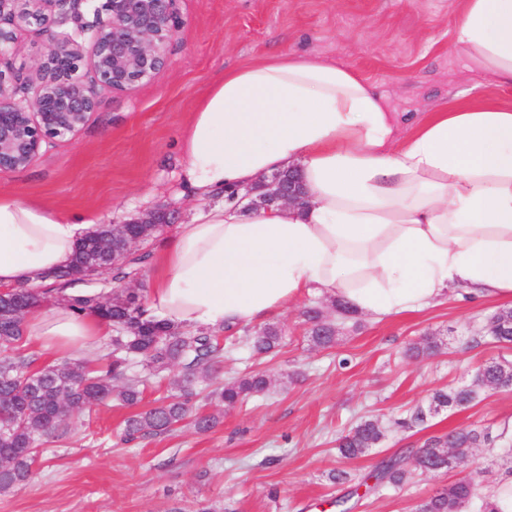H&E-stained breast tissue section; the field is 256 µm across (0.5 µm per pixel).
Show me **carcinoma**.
I'll use <instances>...</instances> for the list:
<instances>
[{
    "instance_id": "obj_1",
    "label": "carcinoma",
    "mask_w": 512,
    "mask_h": 512,
    "mask_svg": "<svg viewBox=\"0 0 512 512\" xmlns=\"http://www.w3.org/2000/svg\"><path fill=\"white\" fill-rule=\"evenodd\" d=\"M113 225L103 224L76 249L68 268L51 275V286L68 288L84 278L107 270L112 279L122 281L142 267L151 253H130L116 261L100 242L112 235ZM129 231L142 235L145 242L163 231L159 224H130ZM38 302L35 288L22 286L0 299V494L27 484L36 474L37 448L41 440L71 424L78 413L91 411L116 400L134 405L143 391L161 372L180 368L174 385L179 395L143 409L125 421V435L154 436L168 432L184 420L192 408L195 385L200 376H209L222 364L223 331L211 329L182 330L171 324L143 318L139 295L128 289L106 296L83 298L75 308L90 310L112 321V351L90 364L70 359L56 365H37L34 354L25 352L23 319ZM316 321L307 330L309 340L319 348L336 343L335 324L321 325V310L311 308ZM283 339L282 330L267 324L246 341L256 356L273 352ZM141 363L147 373H130L134 362ZM270 388L265 372L246 374L217 386L211 391L219 403L232 408L245 398L263 394ZM512 390V361L492 360L469 385L440 389L433 393L428 408H416L410 416L413 423H423L427 411L459 409L475 401L482 389ZM385 427L378 420L362 418L346 434L337 439V450L343 462L353 461L376 447L384 438ZM491 441L490 432L475 428H457L440 437L428 439L419 448L383 458L374 467V484L359 482L349 492L336 497L331 505L337 512H350L348 502L359 490L368 494L382 487L402 489L415 473L451 470L448 458L463 461ZM480 503L481 512H494L480 481L456 479L435 494L416 502L413 512H464Z\"/></svg>"
}]
</instances>
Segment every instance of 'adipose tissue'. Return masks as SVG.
I'll use <instances>...</instances> for the list:
<instances>
[{"label":"adipose tissue","instance_id":"ef3b65f1","mask_svg":"<svg viewBox=\"0 0 512 512\" xmlns=\"http://www.w3.org/2000/svg\"><path fill=\"white\" fill-rule=\"evenodd\" d=\"M465 2L453 50L512 86V0ZM399 130L376 87L333 62L285 51L224 72L180 138L182 185L205 206L151 264L145 318L232 329L306 294L378 318L452 294L512 299V109L445 108ZM288 168L303 178V207L233 198ZM92 224L0 192V288L66 267ZM56 296L24 319L45 352L111 335L109 320L71 310L76 291Z\"/></svg>","mask_w":512,"mask_h":512}]
</instances>
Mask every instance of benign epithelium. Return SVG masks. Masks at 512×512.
I'll use <instances>...</instances> for the list:
<instances>
[{"mask_svg":"<svg viewBox=\"0 0 512 512\" xmlns=\"http://www.w3.org/2000/svg\"><path fill=\"white\" fill-rule=\"evenodd\" d=\"M176 0H0V61L11 56L16 32L36 26L49 33V42L26 77L33 100L16 98L20 75L0 69V171L30 166L42 145L73 138L99 104V91L125 92L143 84L166 66L170 41L184 24ZM97 22L91 35L80 6ZM76 25V34L51 30L55 24ZM90 68L94 81L82 79ZM262 193L268 206H302L306 191L301 181L262 180L246 195Z\"/></svg>","mask_w":512,"mask_h":512,"instance_id":"7a95c632","label":"benign epithelium"}]
</instances>
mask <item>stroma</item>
Masks as SVG:
<instances>
[{"mask_svg":"<svg viewBox=\"0 0 512 512\" xmlns=\"http://www.w3.org/2000/svg\"><path fill=\"white\" fill-rule=\"evenodd\" d=\"M184 20L153 78L126 92L103 90L100 104L70 140L44 144L32 165L0 172V191L66 214L120 224L159 207L173 218L163 235L140 244L158 252L175 225L196 213L183 195V125L224 70L286 50L346 66L375 85L391 111L423 117L467 105L512 108V88L498 87L454 52L464 0H177ZM322 307L335 319L333 347H314L302 313ZM512 300L473 303L454 296L415 312L375 319L338 318L330 300L303 297L272 316L283 334L275 353L224 358L220 380L269 372L265 396L227 410L207 401L199 382L195 406L217 414L207 432L181 424L164 434L125 441L133 410L102 406L84 413L65 434L46 438L33 481L0 495V512H331L343 487L329 479L342 464L338 437L360 418L388 425L383 442L349 462L355 479L380 459L460 428H491L494 444L474 449L485 488L512 478V392L481 391L462 410H443L411 429L391 427L428 406L435 390L470 384L480 364L512 360V348L490 344L488 319ZM435 355L407 350L424 337ZM459 471L423 474L403 490L382 489L353 512H412L417 500L459 478Z\"/></svg>","mask_w":512,"mask_h":512,"instance_id":"stroma-1","label":"stroma"}]
</instances>
